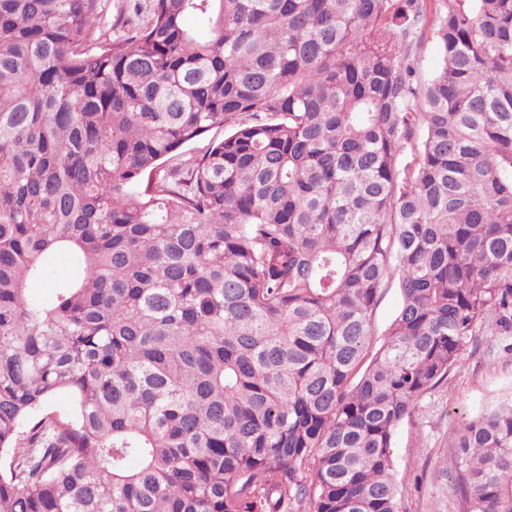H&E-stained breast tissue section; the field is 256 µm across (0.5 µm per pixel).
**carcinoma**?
Returning <instances> with one entry per match:
<instances>
[{"instance_id":"1","label":"carcinoma","mask_w":512,"mask_h":512,"mask_svg":"<svg viewBox=\"0 0 512 512\" xmlns=\"http://www.w3.org/2000/svg\"><path fill=\"white\" fill-rule=\"evenodd\" d=\"M102 16L0 0V512H403L397 426L512 336V0ZM454 448L512 512V387ZM74 268V258L70 254L59 255L46 271L36 272L28 283L31 296L48 299L59 282L65 280ZM400 299V291L396 283L389 284L383 291L381 301L376 308L375 324L378 332L388 327L398 310Z\"/></svg>"}]
</instances>
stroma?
I'll use <instances>...</instances> for the list:
<instances>
[{
    "label": "stroma",
    "instance_id": "35a3bbf8",
    "mask_svg": "<svg viewBox=\"0 0 512 512\" xmlns=\"http://www.w3.org/2000/svg\"><path fill=\"white\" fill-rule=\"evenodd\" d=\"M499 327L486 319L461 368L426 393L394 435V460L406 512H463L455 495L452 432L512 385V355L499 347Z\"/></svg>",
    "mask_w": 512,
    "mask_h": 512
}]
</instances>
